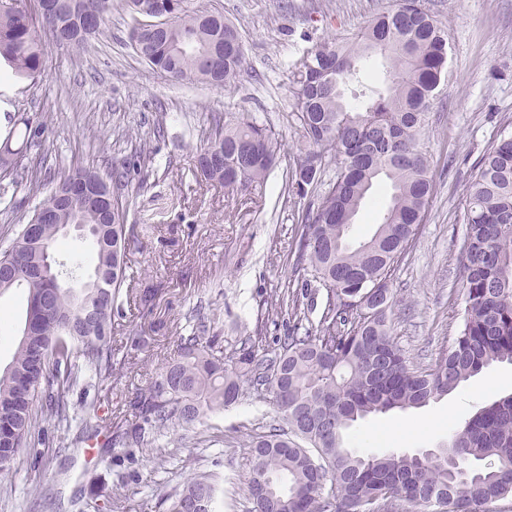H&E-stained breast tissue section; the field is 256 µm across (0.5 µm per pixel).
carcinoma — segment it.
I'll use <instances>...</instances> for the list:
<instances>
[{
    "mask_svg": "<svg viewBox=\"0 0 512 512\" xmlns=\"http://www.w3.org/2000/svg\"><path fill=\"white\" fill-rule=\"evenodd\" d=\"M57 27L53 37L76 50L100 34L112 0H48ZM132 20L136 55L176 82L222 86L243 66L242 38L220 12L185 10L154 25L143 22L142 0H122ZM97 19L80 31L83 14ZM386 60L385 91L364 87L361 111L344 102L342 86L362 60ZM0 59L15 75L35 77L45 67L38 29L30 14L0 5ZM448 76V32L424 0H395L353 37H339L307 51L293 71L296 119L312 145L289 190L312 195L305 213L296 264H306L327 291L316 327L295 318L278 347L244 336L226 349L210 335L213 318L196 313L177 355L131 406L138 422L119 434L122 444L189 426L208 412L231 407L244 387L272 394L275 416L252 441L248 480L252 512H493L512 498V395L477 411L448 441L451 461L417 454H360L347 446L354 423L392 410L420 408L458 388L496 362H512V136L493 144L477 161L466 188L467 236L461 329L448 353L430 369H417L395 341L387 313L394 293V264L424 223L432 194L429 157L420 142L433 102ZM281 143L272 128L244 112L224 113L196 157L198 176L232 193L260 190L277 163ZM336 161V175L322 179V160ZM23 169L21 152L0 147V175L35 193L39 172ZM384 178L392 189L383 221L353 245V219ZM127 173L110 180L76 169L35 205L45 212L39 244L20 231L0 253V294L27 293L28 330L11 364L0 371V471L19 449L35 445L38 416L59 424L73 420L68 392L82 378L112 377V316L126 281ZM59 224H85L93 245V270L72 288L54 271L40 273L58 243ZM373 292L380 302L356 306L345 299ZM45 398L41 410L38 397ZM168 512H218V487L208 476L185 483Z\"/></svg>",
    "mask_w": 512,
    "mask_h": 512,
    "instance_id": "obj_1",
    "label": "carcinoma"
}]
</instances>
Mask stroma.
Returning a JSON list of instances; mask_svg holds the SVG:
<instances>
[{"instance_id":"stroma-1","label":"stroma","mask_w":512,"mask_h":512,"mask_svg":"<svg viewBox=\"0 0 512 512\" xmlns=\"http://www.w3.org/2000/svg\"><path fill=\"white\" fill-rule=\"evenodd\" d=\"M392 0H187L217 10L242 34L244 67L221 87L177 83L142 61L129 42L119 0L100 35L83 50L43 36L46 60L36 79L0 75V142L22 149L48 192L73 168L110 175L126 165L128 279L114 319V372L92 387L98 412L81 430L43 422V443L22 449L0 473V512H167L191 477L221 487L222 512H251L247 483L252 440L275 415L269 392L246 390L241 402L126 453L111 448L114 425L135 416L131 401L173 356L196 306L214 310L224 342L287 335L280 301L297 298L317 323L326 291L295 262L307 199L289 192V176L309 146L295 119L292 70L307 50L355 34ZM448 30L451 79L436 98L422 140L433 192L426 220L392 275L388 321L414 363L434 364L453 345L465 308L462 264L465 190L473 167L500 137L512 135V0H425ZM247 112L281 139L279 164L262 190L223 188L197 179L194 160L215 119ZM46 116L43 137L23 142L24 119ZM163 135H156V128ZM379 182L354 219L351 237L371 235L390 200ZM151 312L137 303L143 290ZM26 293L0 294V370L15 354ZM512 393V364L500 362L448 395L406 412L370 416L350 430L357 452L417 453L445 445L477 409Z\"/></svg>"}]
</instances>
